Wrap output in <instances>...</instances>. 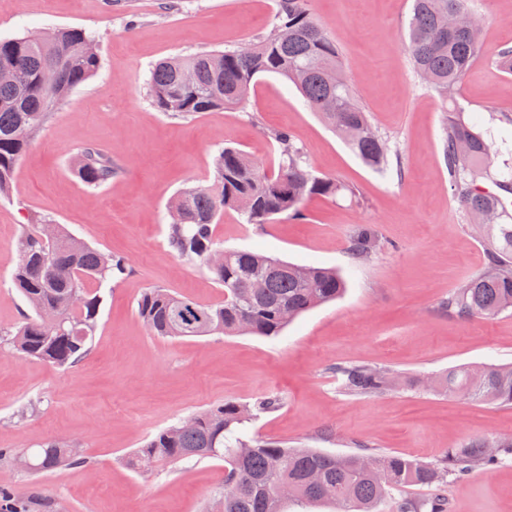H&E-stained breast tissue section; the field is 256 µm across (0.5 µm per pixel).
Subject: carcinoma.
Masks as SVG:
<instances>
[{
  "label": "carcinoma",
  "mask_w": 512,
  "mask_h": 512,
  "mask_svg": "<svg viewBox=\"0 0 512 512\" xmlns=\"http://www.w3.org/2000/svg\"><path fill=\"white\" fill-rule=\"evenodd\" d=\"M308 2L276 0L273 28L251 43L246 57L232 49L158 62L148 80L152 102L160 111L182 117L236 107L247 99L255 76L276 74L298 88L306 105L365 165L386 173L392 165L390 149L355 99L336 40L315 20ZM453 10H471L469 0H413L407 30L406 51L416 76L427 79L425 86L445 103L457 95L480 40L478 31L442 29L444 17ZM91 39L79 28L57 30L55 44L49 46H39L27 36L0 39V62L13 64L22 76L19 84L0 83L1 197L8 195L15 168L52 107L99 70L100 55L84 51ZM48 62L59 68V80L53 86L40 79ZM187 68L197 69V81L194 87L182 89L178 76ZM326 68L336 71L332 90L324 82ZM480 126L476 117L464 120L456 106L443 111V159L455 201L466 215L496 213L493 220L478 226L485 246V270L448 292L441 302L444 311L461 319L512 311V223H507L512 213L505 206V198L512 196V166L491 169L489 131ZM273 139L279 149L278 171L266 173L243 151L226 146L214 157L215 180L223 184L220 193L208 187L178 193L168 224V244L177 257L208 264L218 249L214 224L226 210L240 212L248 224H266L283 213L301 218L303 202L311 195L335 197L345 190L355 194L334 178L315 175L289 132L276 131ZM113 173L112 158L103 151L88 147L80 152L76 175L85 184L100 186ZM483 179L491 180L497 192L480 190L478 182ZM52 229L53 236H42L40 219L18 240L19 261L12 281L32 314L8 334L6 344L25 359L67 370L84 358L95 334L102 299L93 286L126 274L128 263L78 239L61 224ZM380 245L376 226L360 224L349 238L347 251L353 262L361 264ZM212 274L224 287V301L218 305L204 306L160 288L142 294L138 311L154 335L277 336L287 321L335 300L345 288L334 269L297 265L245 250L224 252V266ZM254 275L263 278L262 292L247 302L239 301L237 292ZM73 288L81 295L76 308L67 298ZM43 307L57 309L63 325L43 324L38 313ZM284 307L288 308L286 321L281 316ZM332 372L340 388L354 396H381L396 384L390 370L359 362L338 364ZM432 391L511 406L512 365L454 367L435 376ZM278 405V398L267 397L251 407L228 401L196 413L195 427L185 429L178 422L160 431L129 464L139 468L148 461L176 465L195 458L223 460L224 483L232 484L231 494L212 501L204 512H284L278 497L284 486L292 503L328 502L339 506L338 512H376L385 494L407 485L426 486L432 495L424 502L402 499L398 512H448V477L463 479L477 468L512 458V437L471 440L428 464L397 453L339 456L236 436L240 425ZM21 452L39 473L82 463L79 449L65 441L52 440Z\"/></svg>",
  "instance_id": "obj_1"
}]
</instances>
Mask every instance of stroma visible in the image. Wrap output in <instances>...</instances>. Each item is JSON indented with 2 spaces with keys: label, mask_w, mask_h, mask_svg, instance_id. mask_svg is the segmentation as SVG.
<instances>
[{
  "label": "stroma",
  "mask_w": 512,
  "mask_h": 512,
  "mask_svg": "<svg viewBox=\"0 0 512 512\" xmlns=\"http://www.w3.org/2000/svg\"><path fill=\"white\" fill-rule=\"evenodd\" d=\"M0 0V39L48 29L96 36L97 74L55 105L0 198V328L28 308L12 273L17 242L37 218L64 225L100 250L124 256L129 275L101 289L87 356L63 370L0 349V488L53 512H203L224 489V463L192 459L135 471L127 458L161 430L234 401L275 396L280 405L247 423L259 440L336 455L399 453L426 463L473 439L512 436V407L438 395L420 378L461 365L512 362V312L460 319L441 301L482 272L484 245L467 224L442 156L440 100L416 77L404 36L412 0H310L335 37L356 98L399 167L381 176L306 106L296 87L257 75L244 106L190 118L160 111L148 90L151 67L166 58L222 51L267 32L275 0ZM485 36L456 97L480 114L512 162V73L496 65L512 47V0H471ZM290 131L312 169L354 186L353 199L313 196L300 219L245 223L224 212L214 227L224 248L252 250L339 270L346 292L296 318L280 336L153 335L138 312L149 288L204 305L224 299L209 270L173 255L169 206L186 187L214 182L220 147L243 150L276 170L272 132ZM96 146L115 173L99 187L75 175L74 158ZM375 225L381 247L352 266L348 240ZM359 361L391 369L401 385L379 397L342 393L333 366ZM63 439L84 462L54 472L17 469L6 451ZM448 512H512V459L448 482Z\"/></svg>",
  "instance_id": "1"
}]
</instances>
